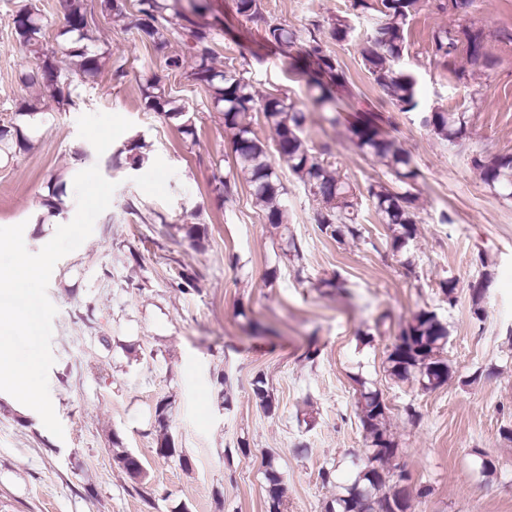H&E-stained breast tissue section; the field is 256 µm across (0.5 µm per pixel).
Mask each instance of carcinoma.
I'll use <instances>...</instances> for the list:
<instances>
[{"label": "carcinoma", "instance_id": "cac0c4a2", "mask_svg": "<svg viewBox=\"0 0 512 512\" xmlns=\"http://www.w3.org/2000/svg\"><path fill=\"white\" fill-rule=\"evenodd\" d=\"M419 0H353V9L363 13L374 11L372 26L360 39V55L373 82L389 103L401 112H417L420 124L437 137L455 144L467 134V118L463 112H448L439 106L425 107L418 97L416 76L399 65L406 47L410 18L418 10ZM236 13L250 21L262 16L258 0H234ZM64 26L57 37V46L49 45L46 25L37 6L24 5L13 17L15 47L32 62V69L20 77L28 87L37 85L42 96L24 101L14 118L0 124V157L13 154L14 147L24 146L21 123L36 128L44 114L42 97L55 102L60 109L75 106L71 76L90 79L106 66L113 68V76H126L124 64L112 58V50L98 45L92 19L90 0H62ZM167 0H139L134 27L149 42L163 60L166 68L179 73L191 84L205 89L216 111L224 122V131L230 135L235 155V172L218 179L216 191L226 200L237 191L240 181L248 184L255 201L264 207L269 224L279 228L287 224V209L281 202L284 187L270 161L269 146L256 137L251 125V112H263L274 132L275 150L321 204L316 221L321 232L343 242L361 237L357 223V197L350 185L331 169V163L318 156L303 137L306 121L297 104L271 94L264 98L243 77L231 69L224 71L213 66L214 32L200 25L182 12L168 13ZM313 25L309 36L296 43L295 33L282 25H266L265 40L285 52L295 51L308 63L303 74L312 100L324 112L336 111L337 101L353 98L355 93L346 72L328 51ZM355 27L347 16L336 17L331 24V36L338 42L353 37ZM484 29L475 25L459 30L445 29L434 33V55L451 62L459 45H464L467 61L475 72H485L495 66V59L484 50ZM144 107L160 117L178 123L186 135L195 133L194 113L177 104L171 92L152 76L141 89ZM349 133L359 150L374 157L387 173L394 177L397 188L383 183L367 187L381 223L391 232L390 248L403 254L416 236V197L411 188L418 178V170L411 156L383 127V118L374 112H358L349 124ZM139 140L120 149L112 157V164L120 166V157L129 153V164L143 165L145 156L138 152ZM473 166L481 180L491 189L512 198V153L499 154L489 160L475 157ZM65 181L54 178L48 195L42 200L38 223L45 224L62 217L66 211ZM448 343V327L433 310L421 308L401 329L397 342L387 356L386 371L397 381H415L423 391H433L448 383L450 369L441 353ZM256 405L267 415L275 411V403L266 388V381L257 377L252 383ZM169 402L158 401L154 408L156 454L163 458L179 456L184 467L188 458L178 455L169 433ZM387 406L381 392L361 393L357 415L365 432V448L354 455L358 473L345 493L326 507V512H407L411 491L406 485L405 471H396L392 462L400 448L386 424ZM267 512H283L284 477L270 458L265 463Z\"/></svg>", "mask_w": 512, "mask_h": 512}]
</instances>
